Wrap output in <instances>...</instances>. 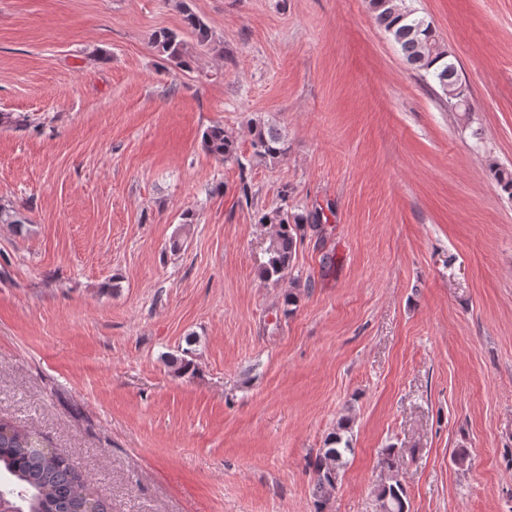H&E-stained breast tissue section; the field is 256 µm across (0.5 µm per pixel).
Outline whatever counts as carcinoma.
<instances>
[{
  "mask_svg": "<svg viewBox=\"0 0 512 512\" xmlns=\"http://www.w3.org/2000/svg\"><path fill=\"white\" fill-rule=\"evenodd\" d=\"M370 6L378 25L399 46L406 61L441 90L448 107L456 112L472 111L457 64L442 46L432 23L405 6L402 0H370ZM182 13L185 30L195 37L198 45H208L211 32L204 19L186 4ZM151 39L167 60L188 66L190 55L179 33L162 29L154 32ZM251 135L255 156L276 160L286 155L285 135L275 125L254 121ZM201 145L216 160L227 161L237 156L234 138L219 123L202 133ZM258 223L270 226L266 260L260 264L259 276L277 283L291 272L298 242L307 231H316L323 223V211L314 209L296 214L279 206L259 216ZM0 224H9L21 233L27 229L29 220L1 204ZM40 445V437L32 431L0 421L1 506L8 512H112L106 501L90 492L84 475L68 457L56 452L45 454L38 449ZM350 452L351 427L342 421L310 461L315 512H325L340 480L343 459ZM379 465L386 471L385 480L377 488L381 512H409L406 490L398 479L395 449H386Z\"/></svg>",
  "mask_w": 512,
  "mask_h": 512,
  "instance_id": "cac0c4a2",
  "label": "carcinoma"
}]
</instances>
